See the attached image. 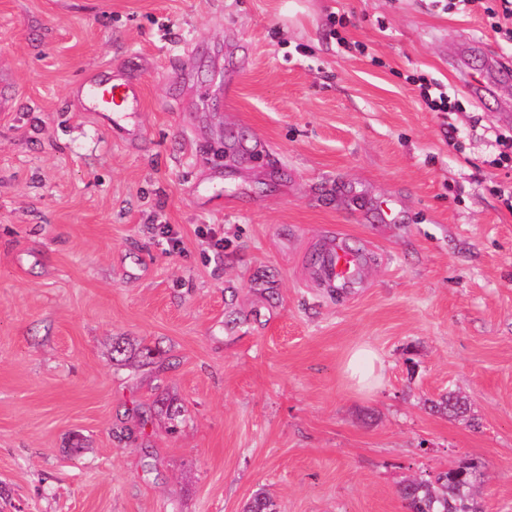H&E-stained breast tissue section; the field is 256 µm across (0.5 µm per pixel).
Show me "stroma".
<instances>
[{
  "label": "stroma",
  "mask_w": 512,
  "mask_h": 512,
  "mask_svg": "<svg viewBox=\"0 0 512 512\" xmlns=\"http://www.w3.org/2000/svg\"><path fill=\"white\" fill-rule=\"evenodd\" d=\"M288 2L0 0V512H407L465 461L512 512V50L479 9ZM124 67L133 146L72 93ZM336 237L357 287L320 275ZM407 81L417 87L418 97L425 108L431 112H461L462 103L450 95L448 91H442L439 83L428 80L425 77L408 76ZM383 370L382 361L376 354L366 348L352 354L345 366L348 378L358 386H368L378 381ZM432 407L449 418L466 417L470 409L468 402L452 391L446 392L439 399L432 401Z\"/></svg>",
  "instance_id": "35a3bbf8"
}]
</instances>
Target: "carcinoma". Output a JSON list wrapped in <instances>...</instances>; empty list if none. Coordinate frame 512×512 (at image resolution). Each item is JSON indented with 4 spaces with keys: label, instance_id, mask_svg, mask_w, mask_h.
<instances>
[{
    "label": "carcinoma",
    "instance_id": "obj_1",
    "mask_svg": "<svg viewBox=\"0 0 512 512\" xmlns=\"http://www.w3.org/2000/svg\"><path fill=\"white\" fill-rule=\"evenodd\" d=\"M432 407L450 418H463L469 412L468 402L452 391L433 401ZM479 476L478 465L465 462L427 479H408L400 486L399 495L408 512H482L477 501ZM244 512H276L275 503L267 492L260 491Z\"/></svg>",
    "mask_w": 512,
    "mask_h": 512
}]
</instances>
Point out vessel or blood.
<instances>
[{"label": "vessel or blood", "mask_w": 512, "mask_h": 512, "mask_svg": "<svg viewBox=\"0 0 512 512\" xmlns=\"http://www.w3.org/2000/svg\"><path fill=\"white\" fill-rule=\"evenodd\" d=\"M78 93L91 100L96 111L111 112L113 134L126 140L135 139L136 132L129 126V116L141 107V80L116 70L107 79L82 83ZM363 268L362 256L339 241L327 248L320 274L330 287L347 289L359 281Z\"/></svg>", "instance_id": "vessel-or-blood-1"}]
</instances>
